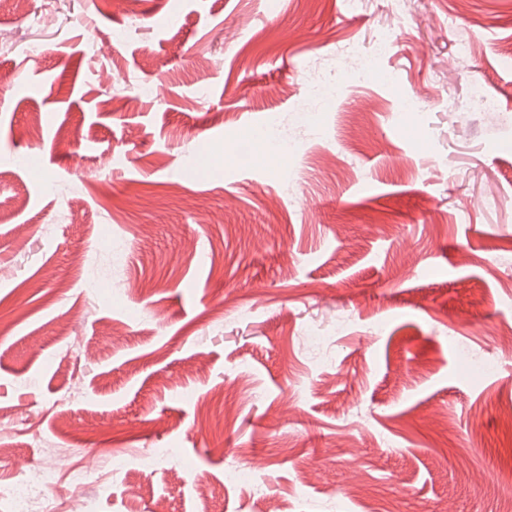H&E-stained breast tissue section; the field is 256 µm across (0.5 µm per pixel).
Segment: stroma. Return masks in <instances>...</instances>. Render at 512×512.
<instances>
[{
  "label": "stroma",
  "instance_id": "obj_1",
  "mask_svg": "<svg viewBox=\"0 0 512 512\" xmlns=\"http://www.w3.org/2000/svg\"><path fill=\"white\" fill-rule=\"evenodd\" d=\"M44 4L0 0V484L49 466L61 504L72 471L176 448L92 512H197L200 482L215 512H500L512 0ZM381 34L353 82L344 47ZM388 50L389 43L383 36H380L375 40L373 48L369 52H362L357 46L349 45L347 47V53L357 61L355 69L356 78L361 79L365 74L374 72L378 60L385 56ZM256 484V476L241 467H234L224 471V486L232 489L250 490Z\"/></svg>",
  "mask_w": 512,
  "mask_h": 512
}]
</instances>
